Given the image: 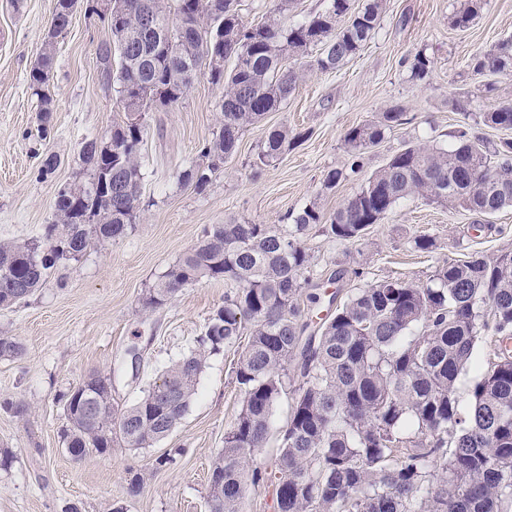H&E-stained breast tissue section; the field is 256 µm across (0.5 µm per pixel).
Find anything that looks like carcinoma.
<instances>
[{
  "mask_svg": "<svg viewBox=\"0 0 512 512\" xmlns=\"http://www.w3.org/2000/svg\"><path fill=\"white\" fill-rule=\"evenodd\" d=\"M480 2L463 0L453 25L468 27ZM116 4L125 9V29L112 32L114 49L104 54L107 62L118 54L112 87L122 117L112 122V157L98 150V138L85 139L83 177L58 188L53 222L31 241L0 244L1 310L33 295L62 263L132 229L146 178L139 158L146 114L178 106L191 87L189 67L204 70L222 91L217 129L200 145L198 164L180 174L202 192L247 128L295 90L303 74L285 67L288 57L319 46L316 68L335 70L372 38L384 10V0H366L355 11L351 0H330L287 26L276 18L244 23L238 0ZM82 5L97 13L95 0H56L29 73L44 125L53 112L46 87L54 46ZM146 15L158 32L143 29ZM469 68L476 76L511 74L512 38L475 54ZM404 116L393 105L347 131L351 173L362 169L361 150ZM483 123L512 130V103L484 113ZM304 138L286 125L270 130L259 162L278 161ZM454 138L451 149L414 144L392 155L330 216L331 235L357 242L399 200L415 195L484 216L512 207V138L488 143L464 129ZM287 218V230L232 218L203 228L196 245L148 289L144 307H161L203 280L224 281V302L195 347L135 404L112 403L102 391L110 375L92 374L66 395L67 447L104 454L117 438L133 449L165 439L185 416L207 355L238 344L248 324L235 367L243 404L212 461L222 487L211 486L208 512H240L245 483L263 479L274 487L277 512H512V251L450 261L426 284L386 279L358 288L306 336L299 299L310 282V256L303 236L323 218L313 204ZM481 343L490 347L487 367L464 409L456 381ZM21 352L15 338L0 336V357ZM284 395L288 422L277 454L269 466L252 469L251 454L268 443Z\"/></svg>",
  "mask_w": 512,
  "mask_h": 512,
  "instance_id": "carcinoma-1",
  "label": "carcinoma"
}]
</instances>
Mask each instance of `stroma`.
Masks as SVG:
<instances>
[{"mask_svg": "<svg viewBox=\"0 0 512 512\" xmlns=\"http://www.w3.org/2000/svg\"><path fill=\"white\" fill-rule=\"evenodd\" d=\"M278 2L240 0V13L250 23L276 15L293 25L327 5L296 0L280 15ZM458 5L459 0H385L373 38L335 71L316 69L314 48L290 57L288 66L305 69L304 80L244 132L204 191L181 184L178 175L195 164L200 143L220 122V90L200 73L178 106L148 114L141 148L147 177L133 232L67 264L25 302L0 310V336L23 346L20 356L0 359V401L27 407L21 416L0 408V450L11 456L10 465L0 467V512H65L73 503L80 512H114L119 506L124 512H207L210 465L243 401L233 372L236 349L208 356L181 424L148 448L117 441L106 454L73 460L65 450L63 397L134 350L140 364L114 381L112 397L122 407L136 403L166 366L193 347L225 292L223 282L206 281L149 312L143 308L148 288L206 225L231 217L279 226L287 213L312 203L323 216L332 215L362 183L354 177L331 190L322 186L328 170L349 167L348 129L374 121L390 106L405 109L403 125L363 150L367 173L408 143L452 147V131L463 126L490 142L503 138L481 115L512 101V76H492L495 89L488 93V80L474 75L468 62L512 37V0H482L478 16L464 29L450 24ZM53 8L54 0H0L2 242L30 240L53 221L59 186L79 175L83 138L104 136L116 110L99 55L111 44V31L80 8L56 44L49 86L54 110L49 126H42L29 72ZM419 54L431 62L421 80L411 76ZM457 99L464 111L454 110ZM283 124L308 131V138L277 162L260 164L267 131ZM49 154L58 165L44 175L40 167ZM421 234L431 236L432 249H415ZM304 243L311 256L309 290L320 300L304 304L303 318L314 327L333 311V292L346 294L388 278L422 284L445 262L512 250V208L485 217L411 196L359 242L339 241L326 225L316 224ZM169 452L176 455L174 464L158 466L157 457ZM137 473L143 489L131 496L127 484Z\"/></svg>", "mask_w": 512, "mask_h": 512, "instance_id": "35a3bbf8", "label": "stroma"}]
</instances>
